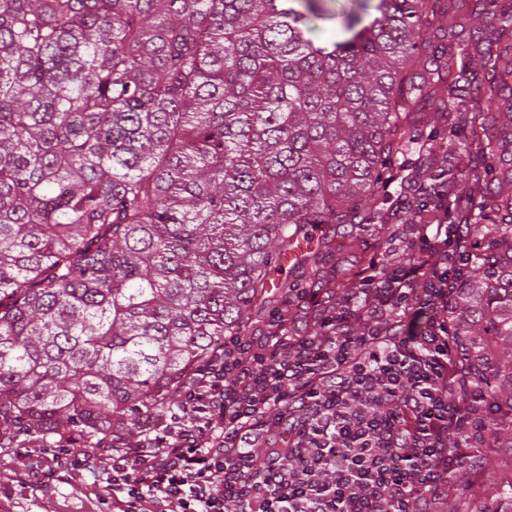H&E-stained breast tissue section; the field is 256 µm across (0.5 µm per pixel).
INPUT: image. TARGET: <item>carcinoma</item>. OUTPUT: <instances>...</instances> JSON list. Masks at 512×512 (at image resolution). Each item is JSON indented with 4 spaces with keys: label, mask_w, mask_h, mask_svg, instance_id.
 I'll return each mask as SVG.
<instances>
[{
    "label": "carcinoma",
    "mask_w": 512,
    "mask_h": 512,
    "mask_svg": "<svg viewBox=\"0 0 512 512\" xmlns=\"http://www.w3.org/2000/svg\"><path fill=\"white\" fill-rule=\"evenodd\" d=\"M322 2L0 0V435L130 445L250 310L317 287L271 278L299 240L317 268L442 188L473 232L448 318L512 408V0H480L486 44L457 0H377L357 32L354 0L329 46L302 31ZM447 77L448 166L421 143L379 198ZM475 498L498 512L512 482Z\"/></svg>",
    "instance_id": "1"
}]
</instances>
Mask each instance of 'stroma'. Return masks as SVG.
Returning a JSON list of instances; mask_svg holds the SVG:
<instances>
[{
	"label": "stroma",
	"instance_id": "obj_1",
	"mask_svg": "<svg viewBox=\"0 0 512 512\" xmlns=\"http://www.w3.org/2000/svg\"><path fill=\"white\" fill-rule=\"evenodd\" d=\"M327 14L312 20L305 38L316 42L348 39L339 15L350 9L351 0H328ZM380 249L378 241L362 245L341 236L335 242L336 285L351 287L347 271L352 264L369 260ZM108 448H35L21 437L0 438V512H109V503L98 497L112 471L104 460ZM82 471V487H72L68 476Z\"/></svg>",
	"mask_w": 512,
	"mask_h": 512
}]
</instances>
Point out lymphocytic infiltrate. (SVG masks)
<instances>
[{"mask_svg":"<svg viewBox=\"0 0 512 512\" xmlns=\"http://www.w3.org/2000/svg\"><path fill=\"white\" fill-rule=\"evenodd\" d=\"M394 237L395 261L370 258L345 295L285 299L225 337L144 444L113 453L112 512H433L472 470L490 395L448 325L467 241L447 191ZM301 316L317 333H286Z\"/></svg>","mask_w":512,"mask_h":512,"instance_id":"1","label":"lymphocytic infiltrate"}]
</instances>
